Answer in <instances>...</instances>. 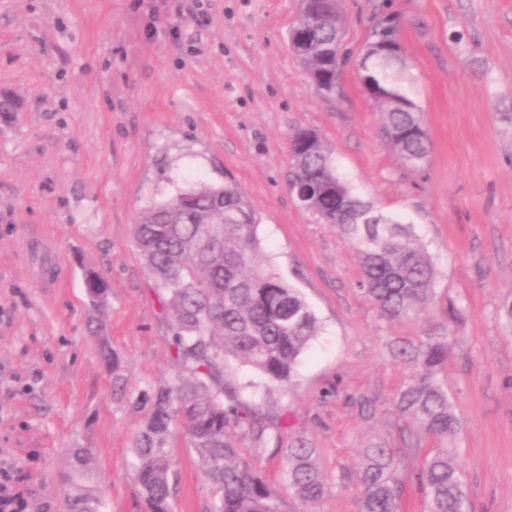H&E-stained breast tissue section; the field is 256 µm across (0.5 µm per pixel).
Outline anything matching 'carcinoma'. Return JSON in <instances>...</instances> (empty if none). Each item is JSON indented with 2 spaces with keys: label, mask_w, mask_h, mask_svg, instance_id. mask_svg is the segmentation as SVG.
<instances>
[{
  "label": "carcinoma",
  "mask_w": 512,
  "mask_h": 512,
  "mask_svg": "<svg viewBox=\"0 0 512 512\" xmlns=\"http://www.w3.org/2000/svg\"><path fill=\"white\" fill-rule=\"evenodd\" d=\"M341 0H299L289 32L290 50L316 87L336 91L345 58L337 43ZM401 18L378 14L358 63L367 96L381 111L380 134L408 171L424 170L431 139L420 109L391 70L403 64ZM287 184L301 190L296 201L323 224L336 226L355 246L361 270L359 287L380 315L396 320L430 312L435 305L437 269L415 234L354 194L336 173L332 152L314 129L299 127L289 137ZM259 220L233 181L220 187L202 183L143 209L133 225L134 244L152 276L170 318L175 362L188 374L141 395L146 411L132 439L136 474L148 512H172L173 462L168 448L181 425L216 501L215 512H283L267 483V449L280 453L282 473L293 496L303 503L326 496L329 483L318 462V449L304 436L282 446L285 422L257 409L226 402V371L233 363L254 369L266 386L290 384L300 356L307 352L319 322L298 289L268 265L260 249ZM84 286L94 308L105 305L107 282L85 273ZM461 318L450 301L442 318L430 320L419 342L397 337L392 355L415 372L397 395L395 407L412 441L429 436L438 446L404 473L399 448L383 443L362 451L363 463L351 491L358 512H401L406 487H416L422 512H470L469 497L450 446L460 422L439 375L448 366V339ZM103 361L113 384L124 390L120 361L111 352L103 328L96 330ZM91 458L73 459L72 493L67 512H101V491L84 482Z\"/></svg>",
  "instance_id": "1"
}]
</instances>
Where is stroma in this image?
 <instances>
[{"mask_svg":"<svg viewBox=\"0 0 512 512\" xmlns=\"http://www.w3.org/2000/svg\"><path fill=\"white\" fill-rule=\"evenodd\" d=\"M397 12L396 78L432 141L423 173L378 135L357 61L380 8ZM335 95L288 49L298 0H0V472L25 512H66L69 464L92 458L103 512H145L132 438L141 392L179 372L171 330L132 241L139 212L198 182L235 181L256 210L267 262L304 295L320 333L271 409L318 450L330 485L304 504L279 457L265 475L284 512H357L360 451L404 448L393 402L414 372L387 348L423 338L429 315L380 316L359 288L357 252L292 201L289 135L317 130L337 174L412 224L455 301L442 374L461 422L458 461L473 512H512V0H344ZM109 284L90 307L86 270ZM122 361L115 391L92 328ZM374 401L365 418L358 401ZM174 512L214 497L183 432L170 448Z\"/></svg>","mask_w":512,"mask_h":512,"instance_id":"35a3bbf8","label":"stroma"}]
</instances>
